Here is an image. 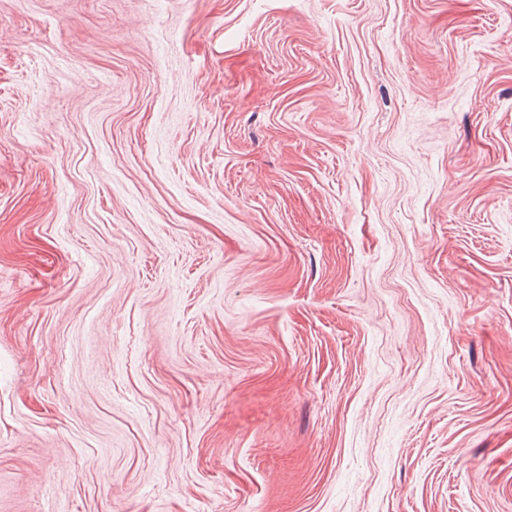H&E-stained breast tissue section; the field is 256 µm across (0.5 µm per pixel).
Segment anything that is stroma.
Segmentation results:
<instances>
[{
  "label": "stroma",
  "instance_id": "obj_1",
  "mask_svg": "<svg viewBox=\"0 0 512 512\" xmlns=\"http://www.w3.org/2000/svg\"><path fill=\"white\" fill-rule=\"evenodd\" d=\"M0 512H512V0H0Z\"/></svg>",
  "mask_w": 512,
  "mask_h": 512
}]
</instances>
